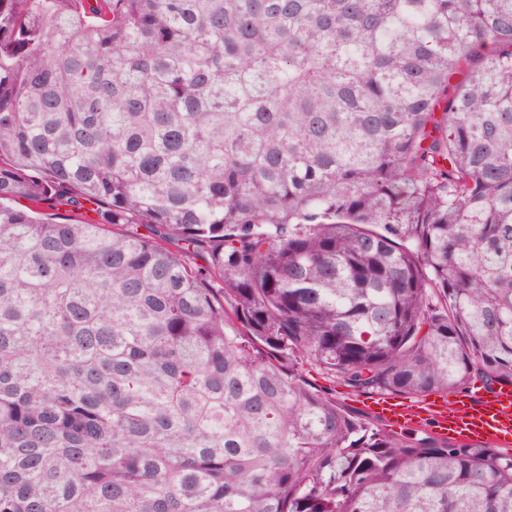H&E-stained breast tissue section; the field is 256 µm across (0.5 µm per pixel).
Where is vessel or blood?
<instances>
[{
	"mask_svg": "<svg viewBox=\"0 0 512 512\" xmlns=\"http://www.w3.org/2000/svg\"><path fill=\"white\" fill-rule=\"evenodd\" d=\"M367 406L395 427H416L432 420L443 437H463L500 448L512 446V389L508 387L480 390L451 405L429 398L374 395Z\"/></svg>",
	"mask_w": 512,
	"mask_h": 512,
	"instance_id": "vessel-or-blood-1",
	"label": "vessel or blood"
}]
</instances>
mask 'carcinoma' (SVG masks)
Wrapping results in <instances>:
<instances>
[{"label":"carcinoma","mask_w":512,"mask_h":512,"mask_svg":"<svg viewBox=\"0 0 512 512\" xmlns=\"http://www.w3.org/2000/svg\"><path fill=\"white\" fill-rule=\"evenodd\" d=\"M303 361L512 386V0H0V512H512Z\"/></svg>","instance_id":"obj_1"}]
</instances>
